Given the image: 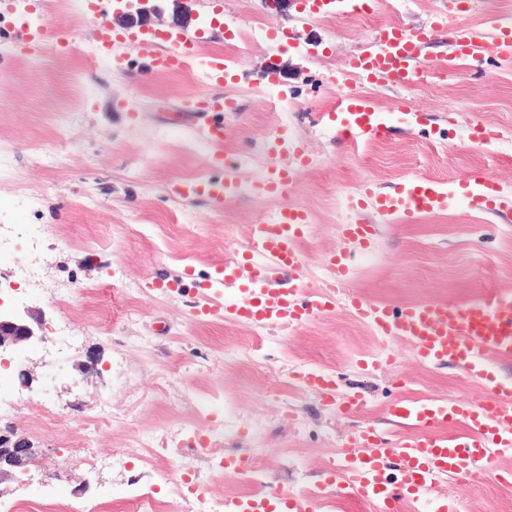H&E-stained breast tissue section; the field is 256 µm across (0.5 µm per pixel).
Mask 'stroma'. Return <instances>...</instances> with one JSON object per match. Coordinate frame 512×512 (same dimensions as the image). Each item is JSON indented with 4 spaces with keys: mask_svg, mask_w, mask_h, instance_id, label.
I'll return each mask as SVG.
<instances>
[{
    "mask_svg": "<svg viewBox=\"0 0 512 512\" xmlns=\"http://www.w3.org/2000/svg\"><path fill=\"white\" fill-rule=\"evenodd\" d=\"M58 7L57 0H0V143L12 148L0 225L29 227L38 239L20 249L0 232V286L11 291L5 306L43 313L45 336L10 355L14 369L34 368L36 379L25 388L11 377L0 394V430L13 429L35 454L0 478V504L28 512L48 493L74 512L100 502L103 512H123L130 486L167 497L179 470L198 473V491L208 497L306 494L326 479L346 436L367 427L412 435L391 414L394 404L480 397L460 365H421L407 342L376 336L341 300L297 326L203 318L196 307L205 301L203 282L244 245L249 224L282 205L249 190L271 161L269 137L282 126L313 159L290 198L311 217L299 244L305 284L321 286L324 257L342 248L351 259L347 290L378 302H464L486 288L512 294V213L460 206L410 221L366 210L361 217L375 229L366 254L345 244L338 229L347 196L364 182L388 192L409 175L453 184L483 171L512 195V53L462 57L454 29L443 30L425 50L433 77L400 89L383 77L363 80L346 62L387 25L430 28L438 0H378L364 17H312L297 0L279 12L264 0H191L194 18L186 23L173 0H163L149 24L155 38L132 37L101 54L93 76L75 89L70 78L86 48L138 4L85 0L75 25L45 24ZM460 19L486 31L512 26V0H468ZM58 34L72 39L71 52L44 51ZM174 36L194 44L185 67L150 70L149 55L169 48ZM273 57L284 72L270 80L261 71ZM216 60L233 65L221 86L202 76ZM348 86L380 112L407 103L420 115L419 129L396 120L383 140L341 141L328 112ZM223 96L237 108L223 115L217 149L194 135L185 107ZM63 110L69 118L61 126ZM478 124L493 134L492 147L472 138ZM217 152L241 158L242 193L221 202L176 196V182L223 177ZM25 268L42 273L41 283L21 280ZM187 269L193 277L181 290L158 287ZM386 353L391 364L362 367ZM92 358L96 372L82 373ZM311 368L335 377L336 399L364 393L363 406L344 415L305 390L298 375ZM216 389L223 402H210ZM202 417L223 425V434L143 464L144 434L171 445L184 424ZM245 448L261 449V477L214 471ZM116 452L125 464L113 463ZM89 453L90 468L83 463ZM497 468L495 477L444 478L435 491L455 497L461 512H512V482L501 478L512 471V456Z\"/></svg>",
    "mask_w": 512,
    "mask_h": 512,
    "instance_id": "1",
    "label": "stroma"
}]
</instances>
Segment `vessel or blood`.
<instances>
[{"label": "vessel or blood", "instance_id": "1", "mask_svg": "<svg viewBox=\"0 0 512 512\" xmlns=\"http://www.w3.org/2000/svg\"><path fill=\"white\" fill-rule=\"evenodd\" d=\"M304 3L313 16L357 7L356 0ZM456 32L458 50L465 56L481 55L492 44L506 51L512 49V28L508 26L497 25L489 32L460 26ZM428 39L425 31L389 26L379 31L369 46L353 54L349 65L364 75L382 76L409 88L428 74L423 62ZM233 108L230 99L198 101V111L212 113L213 118L196 126V136L222 146L224 125L214 116ZM329 118L338 136L351 143L377 141L387 134L383 113L355 92L337 95ZM266 150L275 162L253 183L252 190L283 198L285 204L251 225L242 251L214 272V284L236 286V303L227 308L204 304L199 312L244 323L297 325L331 311L334 305L329 292L307 290L301 282L304 262L299 242L309 215L287 201L300 173L312 160L284 129L270 138ZM238 190L237 179L229 173L221 181L180 183L175 193L183 198L205 195L220 202ZM459 199L482 209L502 205V193L493 179L476 174L447 188L418 176L405 178L386 194L375 193L366 185L359 194L348 197L346 206L351 211L368 207L382 216L396 214L410 219L447 210ZM347 302L376 335L409 342L421 364L448 359L461 363L479 384L482 396L454 403L428 398L397 404L393 414L417 428V435L386 443L376 441L369 429L347 436L345 451L330 466L327 485L377 504L379 512H395L401 500L431 489L442 478L485 474L500 454L512 451V381L499 378L493 367L494 361L512 359L511 295L487 289L466 302L445 297L393 307L351 294ZM459 423L465 424V431H456ZM321 508L318 493L299 496L281 492L224 503L225 512H320Z\"/></svg>", "mask_w": 512, "mask_h": 512}]
</instances>
